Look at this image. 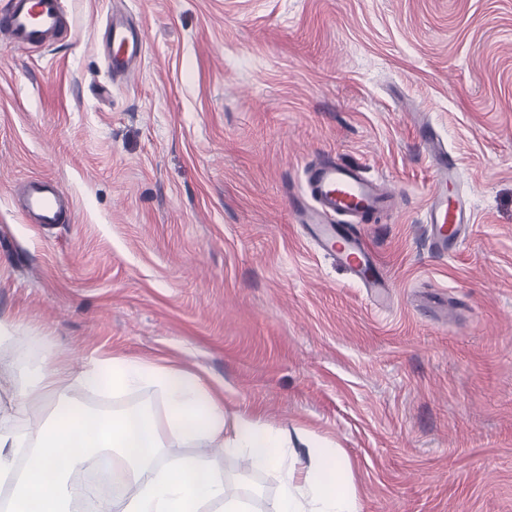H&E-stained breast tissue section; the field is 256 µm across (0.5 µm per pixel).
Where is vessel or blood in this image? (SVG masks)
<instances>
[{"instance_id": "obj_1", "label": "vessel or blood", "mask_w": 512, "mask_h": 512, "mask_svg": "<svg viewBox=\"0 0 512 512\" xmlns=\"http://www.w3.org/2000/svg\"><path fill=\"white\" fill-rule=\"evenodd\" d=\"M65 21L61 0H6L0 7V39L20 46L39 45L49 40ZM107 39L112 47L113 72L133 77L132 62L142 51L139 30L116 20L107 30ZM425 145L438 172L437 185L426 204L429 243L434 252L444 254L450 242L464 238L472 221V205L461 195L448 198L445 188L457 177V168L433 136H426ZM394 206L395 195L388 184L329 159L309 166L304 194L294 206L309 236L323 250L335 253L378 306L384 304L391 284L355 225L368 216L389 212ZM70 207L71 199L57 181L34 178L27 184L26 212L39 223H59L62 213Z\"/></svg>"}]
</instances>
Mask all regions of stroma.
Instances as JSON below:
<instances>
[{
  "label": "stroma",
  "mask_w": 512,
  "mask_h": 512,
  "mask_svg": "<svg viewBox=\"0 0 512 512\" xmlns=\"http://www.w3.org/2000/svg\"><path fill=\"white\" fill-rule=\"evenodd\" d=\"M41 45L0 41V358L144 359L224 387L228 413L340 448L362 512H512V0H63ZM144 35L112 76L106 19ZM426 121L475 222L429 250ZM318 157L386 179L362 222L393 288L371 306L302 233ZM42 177L73 200L23 212ZM94 412L148 404L137 389ZM274 512L280 470L204 449ZM71 205L70 197L55 180L33 178L26 186V212L40 224H58Z\"/></svg>",
  "instance_id": "1"
}]
</instances>
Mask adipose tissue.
<instances>
[{
  "label": "adipose tissue",
  "mask_w": 512,
  "mask_h": 512,
  "mask_svg": "<svg viewBox=\"0 0 512 512\" xmlns=\"http://www.w3.org/2000/svg\"><path fill=\"white\" fill-rule=\"evenodd\" d=\"M31 385L0 403V480L10 481L6 512H75L69 475L100 452L111 461L112 495L98 501L96 512H250L248 504L228 494L207 460L185 456L171 463L163 448L175 443L218 445L240 454L256 469L281 467L287 441L277 431L239 415L224 420V396L205 380L175 367L142 360L95 358L79 365L41 362L27 366ZM111 375L120 392L144 385L166 399L163 414L146 407L119 413L93 412L68 396L72 383L95 389ZM52 403L50 418L33 423L34 412ZM310 464L304 476L286 470L275 512H361L360 502L334 446L305 438ZM26 453L22 474L14 459Z\"/></svg>",
  "instance_id": "ef3b65f1"
}]
</instances>
